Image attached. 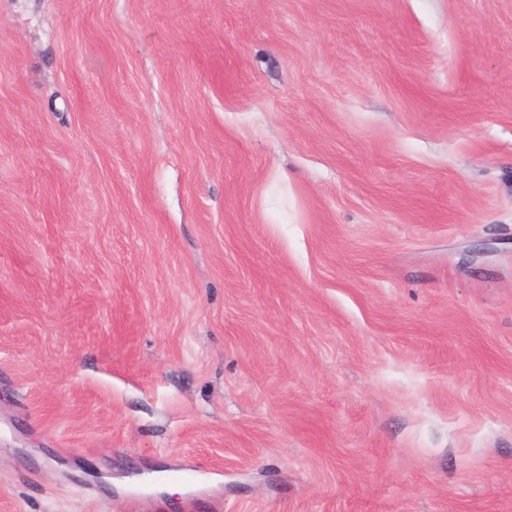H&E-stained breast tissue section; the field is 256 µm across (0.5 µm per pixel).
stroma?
I'll return each mask as SVG.
<instances>
[{
    "instance_id": "35a3bbf8",
    "label": "stroma",
    "mask_w": 512,
    "mask_h": 512,
    "mask_svg": "<svg viewBox=\"0 0 512 512\" xmlns=\"http://www.w3.org/2000/svg\"><path fill=\"white\" fill-rule=\"evenodd\" d=\"M0 512H512V0H0Z\"/></svg>"
}]
</instances>
